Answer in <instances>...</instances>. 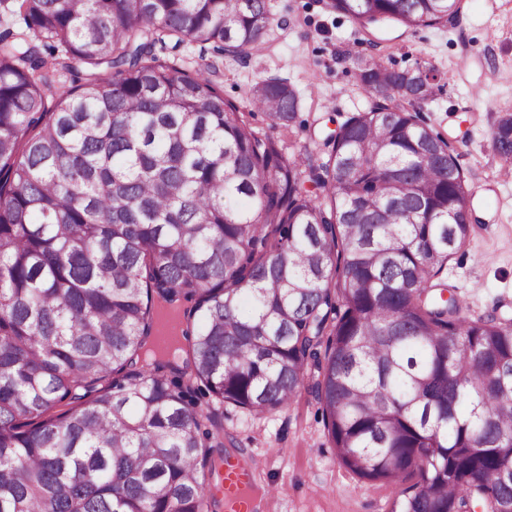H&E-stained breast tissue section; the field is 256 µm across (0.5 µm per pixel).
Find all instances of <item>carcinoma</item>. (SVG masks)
Masks as SVG:
<instances>
[{
  "instance_id": "cac0c4a2",
  "label": "carcinoma",
  "mask_w": 512,
  "mask_h": 512,
  "mask_svg": "<svg viewBox=\"0 0 512 512\" xmlns=\"http://www.w3.org/2000/svg\"><path fill=\"white\" fill-rule=\"evenodd\" d=\"M461 2L325 7L370 37ZM0 5L22 23L0 33V512H204L224 427L196 390L256 416L307 379L340 465L400 487L390 512H512V321L431 281L474 231L453 149L413 110L433 70L357 60L371 105L305 168L224 99L219 61L157 52L248 57L267 0ZM250 101L288 128L301 98L276 77ZM491 142L512 165V112ZM169 330L190 371L134 368ZM173 55L175 58L174 64L187 71L197 70L209 59H215L214 53H212V51H208L205 54V60H202L200 57L199 48L194 45H185L178 51L174 52Z\"/></svg>"
}]
</instances>
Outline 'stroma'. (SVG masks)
Wrapping results in <instances>:
<instances>
[{
  "label": "stroma",
  "mask_w": 512,
  "mask_h": 512,
  "mask_svg": "<svg viewBox=\"0 0 512 512\" xmlns=\"http://www.w3.org/2000/svg\"><path fill=\"white\" fill-rule=\"evenodd\" d=\"M270 7L264 52L225 58L224 97L245 107L255 81L288 79L301 95L303 127L283 129L260 110L251 123L303 160L320 162L321 135L369 105L354 60L371 48L350 18L322 0H270ZM379 39L393 67L436 71L440 89L418 115L449 140L473 193L479 225L449 260L448 286L466 300L471 316L512 317V180H502V162L491 146L499 110H512V0H463L454 25H394ZM218 416L225 449L254 465L255 485L277 489L260 512H389L396 488L359 479L338 464L308 391L272 414L249 416L226 405Z\"/></svg>",
  "instance_id": "1"
}]
</instances>
